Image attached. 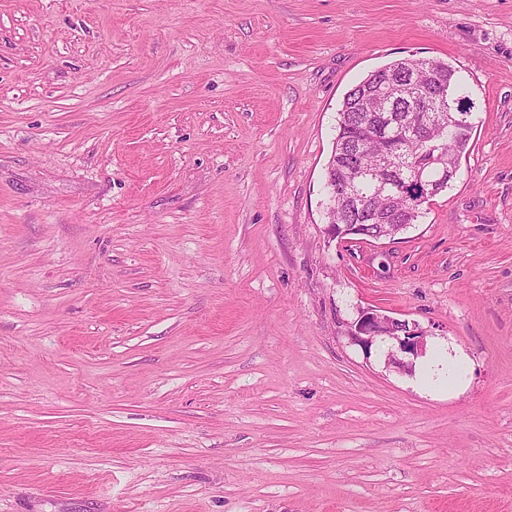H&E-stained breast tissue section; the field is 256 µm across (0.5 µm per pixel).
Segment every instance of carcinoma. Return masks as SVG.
Listing matches in <instances>:
<instances>
[{"label": "carcinoma", "instance_id": "1", "mask_svg": "<svg viewBox=\"0 0 512 512\" xmlns=\"http://www.w3.org/2000/svg\"><path fill=\"white\" fill-rule=\"evenodd\" d=\"M417 67L431 69L435 73V81L428 88L427 94L421 97V111L395 113V117L402 121V124L389 138L370 137L365 126L357 119L358 113L354 110L360 89L353 87L347 92L338 112L336 138L326 167L325 188L329 213L327 223L340 226L360 223L358 216L346 211L339 199L341 172L348 162L349 147L357 140L365 143L362 162L367 166H380L384 157L391 153L402 155L409 161V171L406 178L398 182L399 191L395 196L386 197L385 189L376 181L361 187L360 192L368 201V205L375 208L392 206L400 209L398 219L389 224H363L364 237L373 235L394 237L421 217V205L414 203V198L420 197L422 202L426 203L430 198L451 187L452 181L449 180L436 185L431 194L424 191L422 181L436 178V169L428 163L427 156L416 154V145L408 133L412 131L414 123L421 120L431 121L432 108L439 105L441 93L444 90L457 100L459 111L462 113L473 112L475 102L469 95L467 76L447 62L414 57L402 58L384 65V70L398 74ZM456 119L457 113L453 112L446 121L434 127L435 139L443 151V156L448 158L450 164L467 152L473 130V123L461 124L456 122Z\"/></svg>", "mask_w": 512, "mask_h": 512}]
</instances>
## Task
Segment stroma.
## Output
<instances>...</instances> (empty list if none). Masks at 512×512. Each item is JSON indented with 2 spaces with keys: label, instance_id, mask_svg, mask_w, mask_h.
I'll return each instance as SVG.
<instances>
[{
  "label": "stroma",
  "instance_id": "1",
  "mask_svg": "<svg viewBox=\"0 0 512 512\" xmlns=\"http://www.w3.org/2000/svg\"><path fill=\"white\" fill-rule=\"evenodd\" d=\"M409 55L470 151L329 241L337 112ZM0 512H512V0H0ZM350 338L365 352L371 350L378 342H390L389 359L392 357L398 363L396 353L412 356L417 359L425 354V336L419 325L406 320H400L382 313L378 310L367 308L358 313L357 319L350 324ZM431 368L441 381L458 384L463 380L464 370L458 360H453L445 356L442 352L437 354L431 362Z\"/></svg>",
  "mask_w": 512,
  "mask_h": 512
}]
</instances>
